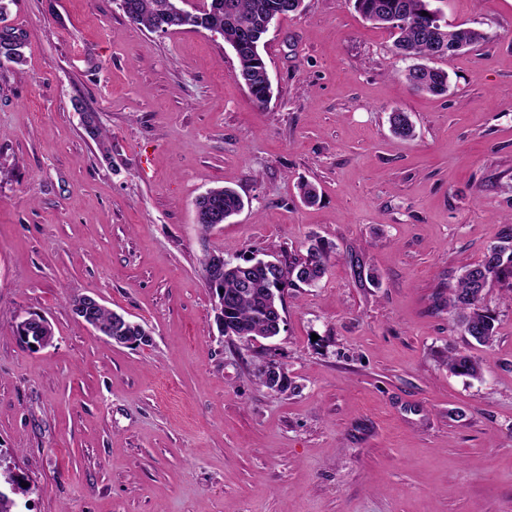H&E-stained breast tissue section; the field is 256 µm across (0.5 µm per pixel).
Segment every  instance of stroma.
Wrapping results in <instances>:
<instances>
[{
	"label": "stroma",
	"mask_w": 512,
	"mask_h": 512,
	"mask_svg": "<svg viewBox=\"0 0 512 512\" xmlns=\"http://www.w3.org/2000/svg\"><path fill=\"white\" fill-rule=\"evenodd\" d=\"M5 5L23 40L22 64L0 63V450L29 481L18 512H512V290L486 297L489 347L445 305L512 236V0H444L487 39L439 61V96L400 78L393 35L350 0H304L265 38L263 108L219 34L147 32L116 0ZM217 186L245 207L204 234L194 203ZM314 239L331 267L287 289L279 335H222L206 252L298 258ZM83 295L151 343L92 332ZM26 313L50 346L19 343ZM464 349L482 379L448 371ZM269 357L285 390L256 377ZM17 324H21L25 330L27 326L35 324L38 326V336H22L23 344L32 350H40L47 347L51 342L53 336H49L48 330L50 328L49 321L44 316L24 314L19 316Z\"/></svg>",
	"instance_id": "obj_1"
}]
</instances>
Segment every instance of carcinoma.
<instances>
[{
    "mask_svg": "<svg viewBox=\"0 0 512 512\" xmlns=\"http://www.w3.org/2000/svg\"><path fill=\"white\" fill-rule=\"evenodd\" d=\"M300 0H207L204 9L172 20L176 0H125V16L141 30L152 32L162 25L170 28L195 27L218 33L234 51L238 61L236 78L244 83L254 101L263 107L272 97V84L264 78L265 61L260 48L243 40L246 30L256 32L271 17L283 18L298 12ZM354 9L366 20L379 25L395 37L397 54L414 59L402 72L408 85L419 92L441 95L448 91V73L432 65L436 44L456 45V50L475 47L486 41L482 31L451 26L441 18L439 0H351ZM22 38L10 29L0 32V53L12 63L22 60ZM393 132L401 138L415 136L414 126L405 112L390 115ZM83 126L88 137L99 148L106 147L108 135L87 112ZM244 202L228 187H215L198 196L194 204L195 223L206 233L224 218L240 212ZM333 245L322 240L310 244L306 255L279 261L278 277L270 280L272 271L259 261L242 264L224 262V273L211 279V265L203 261L208 288L224 293V308L216 320L224 322L239 340L252 337L272 338L279 335L283 319L276 311L283 309L284 291L290 287H313L324 277ZM498 283L512 288V246H493L474 265L464 267L456 285L448 295V307L456 314L464 335L480 346L492 345L496 336L497 315L483 305L487 288ZM448 369L453 373L480 379L483 362L472 355L456 353L448 356Z\"/></svg>",
    "mask_w": 512,
    "mask_h": 512,
    "instance_id": "cac0c4a2",
    "label": "carcinoma"
}]
</instances>
